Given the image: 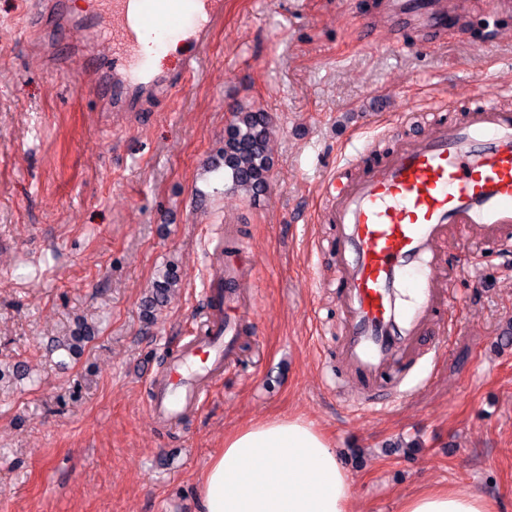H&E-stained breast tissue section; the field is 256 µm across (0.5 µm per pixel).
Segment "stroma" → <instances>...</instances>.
I'll list each match as a JSON object with an SVG mask.
<instances>
[{
  "mask_svg": "<svg viewBox=\"0 0 512 512\" xmlns=\"http://www.w3.org/2000/svg\"><path fill=\"white\" fill-rule=\"evenodd\" d=\"M383 0H224V25L188 87L140 112L95 111L77 70L40 61L57 18L26 27L34 0H0V512H200L199 482L232 429L276 416L325 432L349 474L353 512H401L435 486L512 512V255L448 236L460 322L425 387L358 415L323 353L340 334L321 176L394 114L480 94L512 106V29H454L430 48L393 45ZM370 37H363L364 27ZM243 104L269 112L275 165L248 204L217 169ZM240 227L255 262L254 331L236 370L184 423L155 430L149 385L200 325L209 256ZM181 278L147 319L168 266ZM80 357L56 348L79 324Z\"/></svg>",
  "mask_w": 512,
  "mask_h": 512,
  "instance_id": "35a3bbf8",
  "label": "stroma"
}]
</instances>
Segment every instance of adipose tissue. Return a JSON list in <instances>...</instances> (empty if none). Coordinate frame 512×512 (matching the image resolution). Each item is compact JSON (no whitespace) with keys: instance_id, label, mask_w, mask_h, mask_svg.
I'll use <instances>...</instances> for the list:
<instances>
[{"instance_id":"obj_1","label":"adipose tissue","mask_w":512,"mask_h":512,"mask_svg":"<svg viewBox=\"0 0 512 512\" xmlns=\"http://www.w3.org/2000/svg\"><path fill=\"white\" fill-rule=\"evenodd\" d=\"M352 484L326 436L301 418L276 417L225 436L205 465L201 512H351ZM402 512H491L477 495L430 488Z\"/></svg>"}]
</instances>
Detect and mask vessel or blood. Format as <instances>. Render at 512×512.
<instances>
[{
  "label": "vessel or blood",
  "instance_id": "obj_1",
  "mask_svg": "<svg viewBox=\"0 0 512 512\" xmlns=\"http://www.w3.org/2000/svg\"><path fill=\"white\" fill-rule=\"evenodd\" d=\"M467 8V0L439 9L432 0H390L387 24L398 38L412 27L432 37ZM223 22L224 0H99L97 12L82 20L85 41L74 61L100 101L132 112L183 89L197 51ZM181 38L195 55L158 73L154 57ZM372 151L365 145L320 179L324 217L335 228L336 376L360 388L366 412L407 393L405 380L419 359L441 358V331L453 321L456 296L438 284V243L458 229L505 242L512 226V109L484 97L458 118L438 107L422 132L366 161ZM214 263L219 273L205 283L200 329L150 377L148 408L158 424L201 407L212 384L237 366V338L250 327L241 282L251 260L238 245Z\"/></svg>",
  "mask_w": 512,
  "mask_h": 512
}]
</instances>
